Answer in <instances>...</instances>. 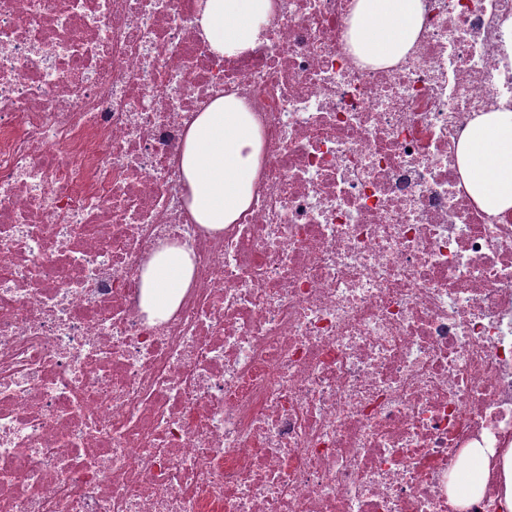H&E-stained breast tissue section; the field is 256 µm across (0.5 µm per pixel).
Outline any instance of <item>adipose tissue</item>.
Masks as SVG:
<instances>
[{
	"instance_id": "obj_1",
	"label": "adipose tissue",
	"mask_w": 512,
	"mask_h": 512,
	"mask_svg": "<svg viewBox=\"0 0 512 512\" xmlns=\"http://www.w3.org/2000/svg\"><path fill=\"white\" fill-rule=\"evenodd\" d=\"M273 0H200L195 23L211 52L234 54L254 47ZM423 0H357L351 39L364 60L391 65L413 46L422 27ZM256 122L235 97H218L188 127L180 169L190 190L196 223L212 230L233 223L248 207L258 170ZM457 156L468 193L487 213L512 212V111L484 112L462 133ZM190 251L159 247L141 273L142 306L164 318L179 305L192 279ZM485 449L468 451L460 475L451 477L456 504L466 505L487 475Z\"/></svg>"
}]
</instances>
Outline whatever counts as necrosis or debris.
<instances>
[{"label": "necrosis or debris", "mask_w": 512, "mask_h": 512, "mask_svg": "<svg viewBox=\"0 0 512 512\" xmlns=\"http://www.w3.org/2000/svg\"><path fill=\"white\" fill-rule=\"evenodd\" d=\"M354 2L275 0L222 57L198 0H0V512H506L512 214L456 145L512 110V0H423L391 66ZM230 95L259 170L212 231L178 158ZM164 240L193 276L152 324ZM488 458L485 448H470L464 470L459 477L451 474L449 487L456 504H469L473 492L480 489L487 475Z\"/></svg>", "instance_id": "4bbe7bcc"}]
</instances>
